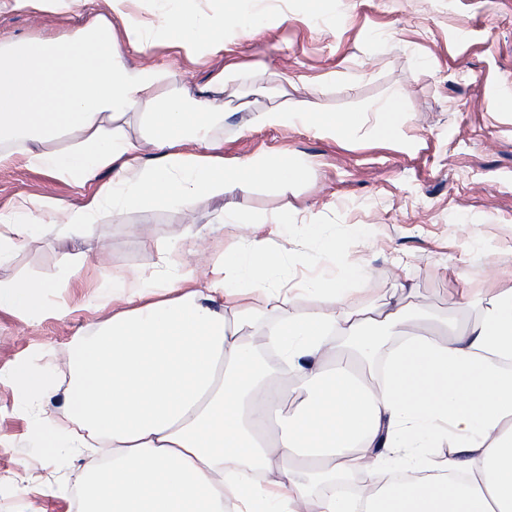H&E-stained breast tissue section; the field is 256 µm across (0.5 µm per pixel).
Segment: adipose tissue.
Segmentation results:
<instances>
[{"instance_id":"ef3b65f1","label":"adipose tissue","mask_w":512,"mask_h":512,"mask_svg":"<svg viewBox=\"0 0 512 512\" xmlns=\"http://www.w3.org/2000/svg\"><path fill=\"white\" fill-rule=\"evenodd\" d=\"M103 2L104 14L70 34L0 43V166L96 186L64 207L59 224L39 219L47 202L33 195L0 211V266L26 241L77 234L108 209L189 210L201 197L284 185L305 169L285 159L225 167L222 143L209 136L223 108L173 92L165 68H128L120 41L145 46L154 27L128 11L129 0ZM153 4L169 41L189 53L223 51V26L197 0ZM142 106L145 143L120 124ZM69 129L81 133L76 145L48 148ZM189 142L197 151L184 152ZM225 221L238 229L225 257L199 265L195 237L189 261L165 260L162 282L100 267L126 307L68 353L72 430L45 411L33 431L50 453L111 448L81 477L78 512H512V289L490 296L478 319L446 322L439 340L409 331L425 315L413 289H388L373 309L349 306L350 285L366 280L354 263L341 278L308 281L305 291L331 307L301 315L287 308L283 259L261 235L291 216ZM79 272L67 261L51 282L0 281V308L40 312ZM268 310L278 318L265 339L290 383L275 382L246 332ZM386 344L377 389L375 356Z\"/></svg>"}]
</instances>
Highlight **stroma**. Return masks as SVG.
Here are the masks:
<instances>
[{"instance_id": "stroma-1", "label": "stroma", "mask_w": 512, "mask_h": 512, "mask_svg": "<svg viewBox=\"0 0 512 512\" xmlns=\"http://www.w3.org/2000/svg\"><path fill=\"white\" fill-rule=\"evenodd\" d=\"M255 33L233 22L230 0H201L224 23V50L187 54L158 36L140 50L123 48L128 67L158 65L173 88L195 95L223 78L216 98L228 109L214 137L224 164L301 158L305 174L288 185L238 186L199 201L193 211L146 204L105 211L72 238L23 244L0 280L57 279L63 254L85 259L81 280L51 294L46 310L0 309V374L25 364L44 374L50 398L23 400L22 387L0 383V512H76L82 471L103 452H42L32 429L42 410L62 413L69 372L61 359L76 340L110 317L121 301L97 290L95 266L151 276L161 268L157 242L203 235L208 256L232 243L225 207L243 218L288 212L291 282L331 279L353 262L369 280L349 302L373 307L383 291L405 282L430 313L417 331L441 321L476 319L488 296L512 288V0H327L320 18L304 0H267ZM97 0L63 14L0 13V42L59 37L88 23ZM398 97L399 110L380 130L375 108ZM499 109H490V101ZM364 113L347 135L322 134L295 122L259 126L255 113L273 106ZM20 166L0 167V211L36 195L66 206L92 194ZM336 239L335 260L323 243ZM104 309H95L96 299Z\"/></svg>"}]
</instances>
